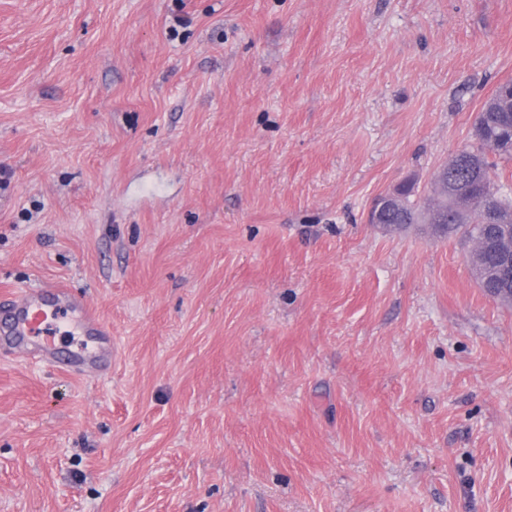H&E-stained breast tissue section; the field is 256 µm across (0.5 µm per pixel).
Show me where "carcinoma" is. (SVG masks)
Here are the masks:
<instances>
[{"label":"carcinoma","mask_w":512,"mask_h":512,"mask_svg":"<svg viewBox=\"0 0 512 512\" xmlns=\"http://www.w3.org/2000/svg\"><path fill=\"white\" fill-rule=\"evenodd\" d=\"M512 81L500 84L483 105L474 124L476 145L467 150L470 167H461L450 159L442 169L452 171L458 180L471 184L467 197L470 208L462 206V198L448 191L442 173L433 182L432 203L421 206L413 199L414 185L399 186L401 203L382 218L384 224H430L442 237L464 243H483L482 254L468 252L467 260L480 288L489 296L512 301V275L501 273L503 239H512V195L502 191L491 178L495 163L489 161L486 149L497 143L495 154L512 157Z\"/></svg>","instance_id":"carcinoma-1"}]
</instances>
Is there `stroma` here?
<instances>
[{
    "instance_id": "1",
    "label": "stroma",
    "mask_w": 512,
    "mask_h": 512,
    "mask_svg": "<svg viewBox=\"0 0 512 512\" xmlns=\"http://www.w3.org/2000/svg\"><path fill=\"white\" fill-rule=\"evenodd\" d=\"M512 80V0H0V512H512V302L370 223ZM0 310L3 314L0 342L49 362L53 361L55 351L51 336H43L39 342L30 338L44 334L48 324L53 326L48 322L49 318L67 317L75 310L78 312L80 326L99 335L112 336V328L99 320L92 307L88 303L77 301L65 287L24 289L18 294L2 293Z\"/></svg>"
}]
</instances>
